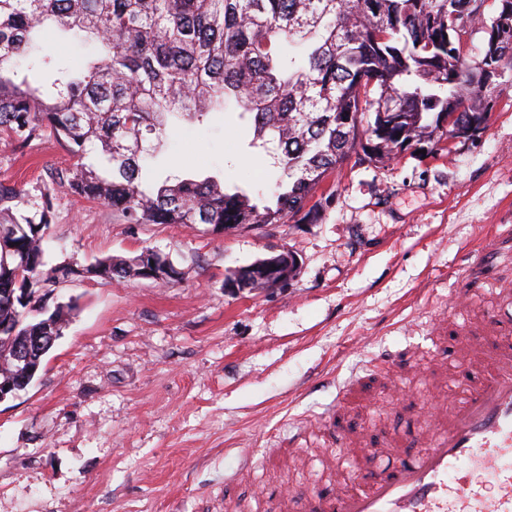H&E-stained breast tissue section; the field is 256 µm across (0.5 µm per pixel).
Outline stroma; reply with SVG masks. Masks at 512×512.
<instances>
[{
	"label": "stroma",
	"mask_w": 512,
	"mask_h": 512,
	"mask_svg": "<svg viewBox=\"0 0 512 512\" xmlns=\"http://www.w3.org/2000/svg\"><path fill=\"white\" fill-rule=\"evenodd\" d=\"M95 52L47 28L18 76L41 88ZM235 109L176 124L160 172H219L270 192L282 173L247 148ZM74 163L46 134L21 150L0 138V183L20 191L18 212L36 214L53 193L51 264L149 247L181 278L54 284V301L76 308L31 386L0 402V512H269V498L302 483L350 492L390 464L376 445L411 454L424 408L455 403L487 373L467 364L493 303L472 258L487 235L512 236V80L495 88L474 140L343 164L322 183L331 201L313 223L130 224L52 187ZM284 250L301 264L288 287L225 288ZM471 288L472 302L452 305ZM388 351L421 364L399 393L371 375ZM331 416L369 447L358 471L330 462L336 446L317 429ZM303 423L314 434L292 449Z\"/></svg>",
	"instance_id": "1"
}]
</instances>
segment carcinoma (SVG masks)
<instances>
[{"instance_id":"carcinoma-1","label":"carcinoma","mask_w":512,"mask_h":512,"mask_svg":"<svg viewBox=\"0 0 512 512\" xmlns=\"http://www.w3.org/2000/svg\"><path fill=\"white\" fill-rule=\"evenodd\" d=\"M455 0H0V135L24 148L42 130L76 158L59 176L71 192L112 206L132 224L315 222L322 182L356 152L386 164L404 144L436 146L438 121H488L476 91L484 67L502 56L512 68V15L486 19L474 0L470 23L498 34L478 61L467 59L448 27ZM51 24L98 43L103 53L49 90L5 75ZM234 101L248 118L250 146L272 154L285 179L270 195L215 176L151 183L175 116L206 121ZM19 192L0 184V322L32 336L71 307L43 302L53 278L132 280L135 257L63 263L47 274L44 243L51 193L38 214L16 216ZM0 338V381L17 372Z\"/></svg>"}]
</instances>
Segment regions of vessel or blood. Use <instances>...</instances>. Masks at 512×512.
<instances>
[{"mask_svg": "<svg viewBox=\"0 0 512 512\" xmlns=\"http://www.w3.org/2000/svg\"><path fill=\"white\" fill-rule=\"evenodd\" d=\"M486 325L498 338L491 371L447 419L423 430L420 454L397 457L356 492L300 486L294 492L299 512H512V340L495 311H488ZM377 367L408 374L416 364L411 354L391 351ZM476 469L493 474L494 493L474 482Z\"/></svg>", "mask_w": 512, "mask_h": 512, "instance_id": "b4317fda", "label": "vessel or blood"}]
</instances>
